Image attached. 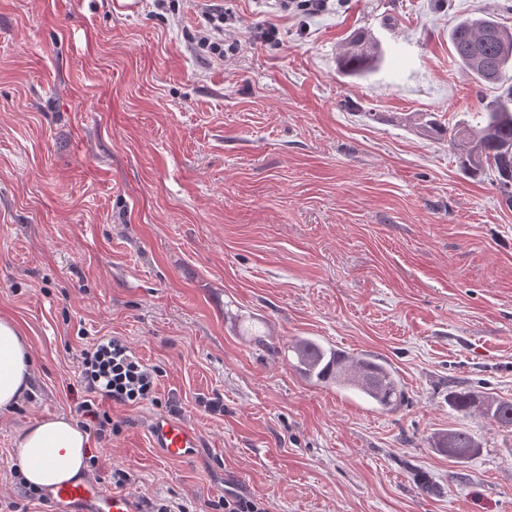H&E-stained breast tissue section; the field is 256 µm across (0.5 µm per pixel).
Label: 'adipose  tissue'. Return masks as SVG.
<instances>
[{
  "label": "adipose tissue",
  "mask_w": 512,
  "mask_h": 512,
  "mask_svg": "<svg viewBox=\"0 0 512 512\" xmlns=\"http://www.w3.org/2000/svg\"><path fill=\"white\" fill-rule=\"evenodd\" d=\"M32 360L17 324L0 317V412H8L30 388ZM27 487L41 490L79 480L87 467L89 434L64 415L43 417L15 437Z\"/></svg>",
  "instance_id": "adipose-tissue-1"
}]
</instances>
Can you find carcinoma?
Here are the masks:
<instances>
[{"label": "carcinoma", "mask_w": 512, "mask_h": 512, "mask_svg": "<svg viewBox=\"0 0 512 512\" xmlns=\"http://www.w3.org/2000/svg\"><path fill=\"white\" fill-rule=\"evenodd\" d=\"M455 60L483 85L498 84L512 71V29L491 14L466 17L448 34ZM383 49L373 36L350 38L339 54L341 69L351 75L376 69ZM429 134L448 137V146L458 152L460 169L471 177L490 174L492 182L512 208V88L487 103L476 126L454 125L448 129L433 120L419 122ZM288 363L304 379L353 392L375 408L391 412L404 401L400 378L391 366L364 355H350L312 338L289 343ZM450 405L466 415H479L497 427L512 431V399L483 394L468 387L451 391ZM436 448L457 449L450 455L465 460L481 452V443L469 432L450 430L435 439Z\"/></svg>", "instance_id": "carcinoma-1"}]
</instances>
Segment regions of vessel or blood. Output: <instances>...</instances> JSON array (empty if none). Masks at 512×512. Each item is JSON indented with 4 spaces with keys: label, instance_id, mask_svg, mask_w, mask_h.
I'll return each mask as SVG.
<instances>
[{
    "label": "vessel or blood",
    "instance_id": "1",
    "mask_svg": "<svg viewBox=\"0 0 512 512\" xmlns=\"http://www.w3.org/2000/svg\"><path fill=\"white\" fill-rule=\"evenodd\" d=\"M148 435L152 446L174 462L193 458L202 446L201 434L195 427L163 415L152 418ZM48 498L56 512H139L136 498L107 492L96 481L58 486L49 492Z\"/></svg>",
    "mask_w": 512,
    "mask_h": 512
}]
</instances>
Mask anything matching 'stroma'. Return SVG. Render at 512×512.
Returning <instances> with one entry per match:
<instances>
[{
	"instance_id": "1",
	"label": "stroma",
	"mask_w": 512,
	"mask_h": 512,
	"mask_svg": "<svg viewBox=\"0 0 512 512\" xmlns=\"http://www.w3.org/2000/svg\"><path fill=\"white\" fill-rule=\"evenodd\" d=\"M216 9L240 40L221 60L196 45ZM485 13L512 27V0L312 16L264 0H0V316L33 358L0 414V502L52 512L29 496L15 436L78 417L81 353L118 336L159 370L157 399L100 401L119 426L100 437L78 417L84 477L111 491L125 471L141 512L241 493L270 512H512V432L447 401L454 385L512 398V209L407 122L477 124L512 84L477 83L449 49L454 23ZM360 31L384 59L348 76L338 55ZM301 337L386 360L404 403L383 412L303 379L282 355ZM159 415L200 431L197 458L152 447ZM455 428L480 455L433 448Z\"/></svg>"
}]
</instances>
